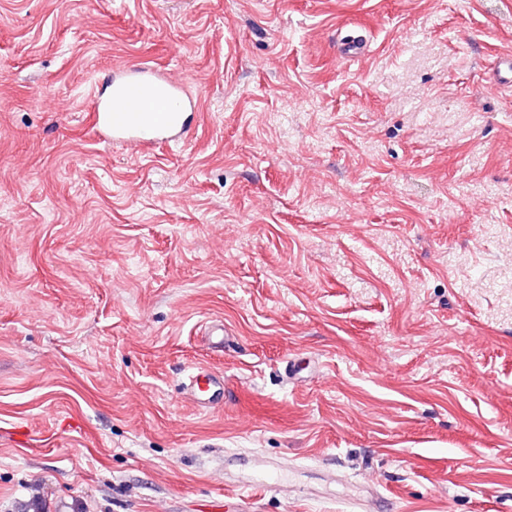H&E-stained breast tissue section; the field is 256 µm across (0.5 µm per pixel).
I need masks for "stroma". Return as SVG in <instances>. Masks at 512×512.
I'll return each instance as SVG.
<instances>
[{
    "label": "stroma",
    "instance_id": "obj_1",
    "mask_svg": "<svg viewBox=\"0 0 512 512\" xmlns=\"http://www.w3.org/2000/svg\"><path fill=\"white\" fill-rule=\"evenodd\" d=\"M508 49L512 0H0V512H512ZM137 62L187 143L96 137ZM191 400L207 411H222L224 408V379L216 378L205 369L191 375L188 384Z\"/></svg>",
    "mask_w": 512,
    "mask_h": 512
}]
</instances>
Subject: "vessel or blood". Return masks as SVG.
Segmentation results:
<instances>
[{"mask_svg":"<svg viewBox=\"0 0 512 512\" xmlns=\"http://www.w3.org/2000/svg\"><path fill=\"white\" fill-rule=\"evenodd\" d=\"M111 83V98L94 100L89 114L103 141L139 152L156 143L187 140L185 113L196 109L199 100L184 78L145 64H126L113 69ZM188 392L204 410L224 408V382L205 369L191 375Z\"/></svg>","mask_w":512,"mask_h":512,"instance_id":"obj_1","label":"vessel or blood"}]
</instances>
